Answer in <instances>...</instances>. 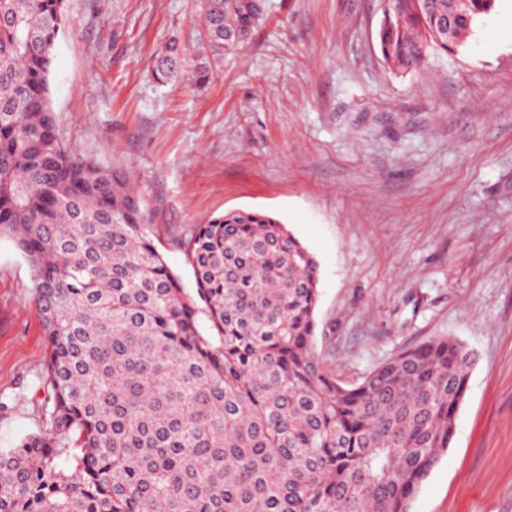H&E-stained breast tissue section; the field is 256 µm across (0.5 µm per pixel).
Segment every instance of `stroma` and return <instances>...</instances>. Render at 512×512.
<instances>
[{
  "label": "stroma",
  "mask_w": 512,
  "mask_h": 512,
  "mask_svg": "<svg viewBox=\"0 0 512 512\" xmlns=\"http://www.w3.org/2000/svg\"><path fill=\"white\" fill-rule=\"evenodd\" d=\"M67 6L59 136L131 176L183 287L172 231L261 210L319 263L315 347L342 384L429 338L464 342L477 359L454 436L410 512H512V0L410 72L378 47L387 0H266L220 57L199 0ZM47 356L32 269L2 235L0 448L36 431Z\"/></svg>",
  "instance_id": "obj_1"
}]
</instances>
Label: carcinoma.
I'll list each match as a JSON object with an SVG mask.
<instances>
[{
	"mask_svg": "<svg viewBox=\"0 0 512 512\" xmlns=\"http://www.w3.org/2000/svg\"><path fill=\"white\" fill-rule=\"evenodd\" d=\"M494 5L390 0L381 54L414 70ZM200 9L220 53L264 3ZM66 25L65 0H0V235L33 270L48 343L40 424L0 450V512H410L475 354L436 337L339 383L313 346L318 262L262 211L179 239L187 293L127 173L58 137L50 76ZM178 56L171 46L158 79Z\"/></svg>",
	"mask_w": 512,
	"mask_h": 512,
	"instance_id": "1",
	"label": "carcinoma"
}]
</instances>
